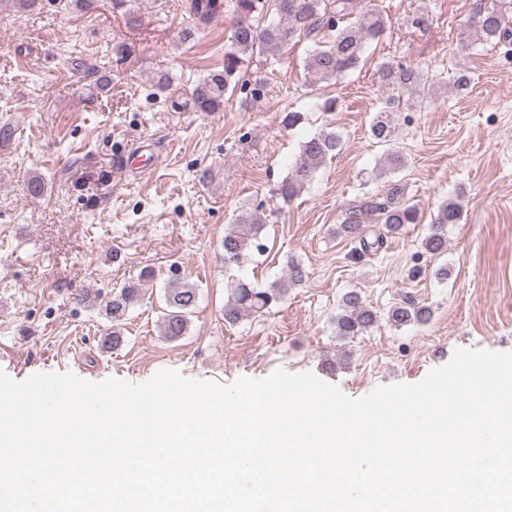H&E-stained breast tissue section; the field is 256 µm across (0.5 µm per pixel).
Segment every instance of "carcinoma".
Instances as JSON below:
<instances>
[{"label": "carcinoma", "instance_id": "carcinoma-1", "mask_svg": "<svg viewBox=\"0 0 512 512\" xmlns=\"http://www.w3.org/2000/svg\"><path fill=\"white\" fill-rule=\"evenodd\" d=\"M274 2L282 22L260 26L256 16L263 13L266 3ZM359 0H234L233 10L238 22L232 33V48L224 54V70L210 74L191 92L190 105L196 112H214L224 107V95L235 88L241 79L244 56L255 51L278 49L301 35L309 36L325 31L318 46L306 61L308 79L312 82L327 81L350 71L362 63L367 44L379 38L386 28L382 12L374 4L358 10ZM188 11L198 24H206L224 12V0H188ZM512 0H497L472 16L468 30L480 41L499 44L509 40L512 29ZM378 76L384 87L381 109L370 126V135L378 144L387 145L384 162L376 170L375 178L386 179L382 195L364 194L348 205L342 231L355 233L359 226L374 220L395 232L406 224H416L419 208L407 198L406 186L391 178L393 172L404 165L402 154L393 149L396 115L410 110L423 95V75L420 70L406 65L383 61L378 65ZM342 149V138L334 131L323 130L302 142L290 174L274 190L275 197L290 201L298 191L311 181L316 171L329 158ZM463 218V208L458 200L442 202L430 219L429 233L423 241L424 249L432 255L445 252L448 244V225L458 224ZM267 216L259 208L245 209L235 218L231 230L224 234V267L239 265L248 260L254 251L262 252V232ZM308 277L305 267L288 262L287 277L268 288H257L251 283L234 281L229 284V295L224 306V320L230 323L263 313L283 301L288 290L301 284ZM142 291L133 282L121 289L105 303V316L112 323L103 344L112 348L122 341V326L129 310L140 303ZM166 312L162 333L170 340L184 335L188 316L197 305V288L172 279L164 289ZM431 318V311L409 296L393 305L387 322L401 327ZM379 322L378 312L368 306L357 292L343 298L342 311L336 316V335L354 339L363 335Z\"/></svg>", "mask_w": 512, "mask_h": 512}]
</instances>
